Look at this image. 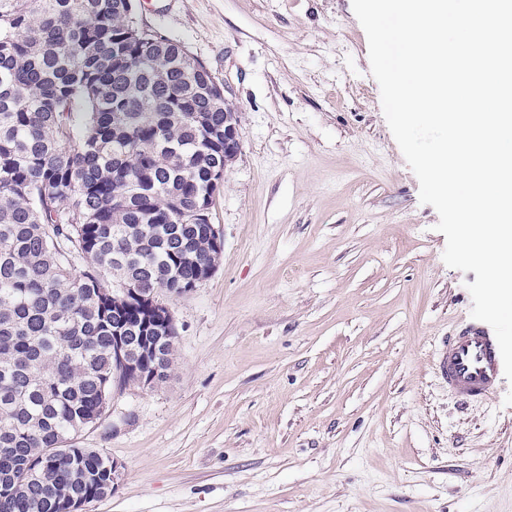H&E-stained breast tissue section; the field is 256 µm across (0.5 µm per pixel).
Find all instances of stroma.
I'll return each mask as SVG.
<instances>
[{
    "label": "stroma",
    "instance_id": "stroma-1",
    "mask_svg": "<svg viewBox=\"0 0 512 512\" xmlns=\"http://www.w3.org/2000/svg\"><path fill=\"white\" fill-rule=\"evenodd\" d=\"M239 116L220 267L162 294L169 379L80 445L122 463L85 512H512V384L461 406L433 355L470 320L385 120L352 0H136Z\"/></svg>",
    "mask_w": 512,
    "mask_h": 512
}]
</instances>
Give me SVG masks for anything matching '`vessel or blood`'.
I'll list each match as a JSON object with an SVG mask.
<instances>
[{
	"mask_svg": "<svg viewBox=\"0 0 512 512\" xmlns=\"http://www.w3.org/2000/svg\"><path fill=\"white\" fill-rule=\"evenodd\" d=\"M434 362L441 381L462 404L486 398L498 385L497 347L493 336L480 325L449 332Z\"/></svg>",
	"mask_w": 512,
	"mask_h": 512,
	"instance_id": "obj_1",
	"label": "vessel or blood"
}]
</instances>
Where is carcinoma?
Returning a JSON list of instances; mask_svg holds the SVG:
<instances>
[{"instance_id": "carcinoma-1", "label": "carcinoma", "mask_w": 512, "mask_h": 512, "mask_svg": "<svg viewBox=\"0 0 512 512\" xmlns=\"http://www.w3.org/2000/svg\"><path fill=\"white\" fill-rule=\"evenodd\" d=\"M130 9L0 0V512L112 488V460L75 439L115 391L112 346L141 336L136 292L193 288L224 254V101L179 42L132 38ZM160 330L168 372L176 330Z\"/></svg>"}]
</instances>
